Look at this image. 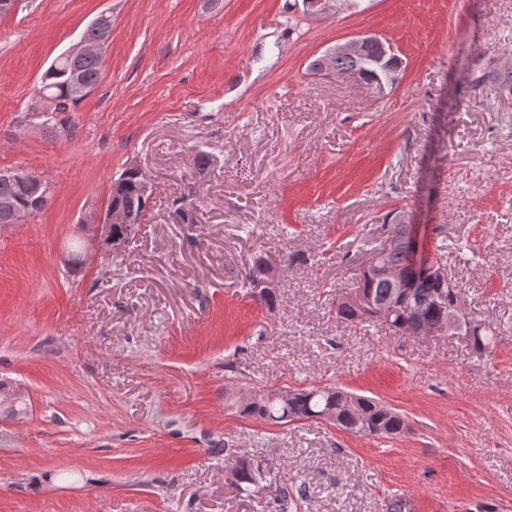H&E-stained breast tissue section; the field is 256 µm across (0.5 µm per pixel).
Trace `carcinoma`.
Segmentation results:
<instances>
[{
    "mask_svg": "<svg viewBox=\"0 0 512 512\" xmlns=\"http://www.w3.org/2000/svg\"><path fill=\"white\" fill-rule=\"evenodd\" d=\"M366 41L365 55L357 58H336L337 72L357 73L364 78L380 69V40L370 36ZM64 67L66 64L63 63L61 68L47 71L42 79L41 90L48 96L62 100V112L66 113L74 111L81 98L70 95ZM102 68L103 59L94 56L82 59L77 66L82 82L91 88L100 81ZM482 78L498 83L503 90L512 94V68L488 70L482 74ZM143 180L144 175L127 168L112 179L110 184L106 209L124 210L131 226L143 223L149 203V198L141 193ZM0 197L13 199L26 216L44 210L50 199V195L44 191L36 192L32 187L11 177L0 178ZM383 263L401 269L402 274L415 280L414 287L401 296L395 294L389 281L383 277L365 274L359 277L358 290L370 298L375 307L389 310L388 328L395 334H406L405 313L410 306L423 309V321L428 326L436 329L444 327L448 308L460 301L458 289L444 288L438 280L413 272L408 265L405 251L398 245L391 247L383 256ZM336 316L345 322L362 326L374 322L370 309L356 306L344 294L336 299ZM468 340L474 353L481 355L490 351L493 332L483 326L479 328V332L469 336ZM235 405L242 416L256 417L275 424L313 419L331 410L336 415V425L354 435L395 436L405 427L404 419L397 412L371 398L337 387L297 390L292 392L286 402L267 397L247 404L237 400ZM230 475L232 484L240 491H259L274 481L271 469L246 457L237 459V464L231 466ZM276 492L275 512H298L302 500L300 493L290 491L286 484L277 487Z\"/></svg>",
    "mask_w": 512,
    "mask_h": 512,
    "instance_id": "obj_1",
    "label": "carcinoma"
}]
</instances>
